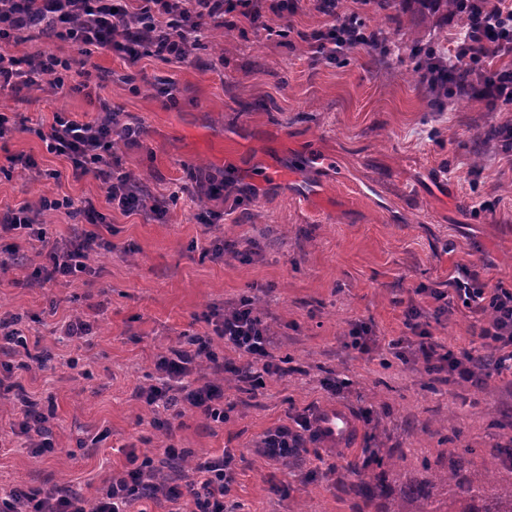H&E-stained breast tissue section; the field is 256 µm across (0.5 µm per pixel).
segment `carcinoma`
<instances>
[{
	"instance_id": "carcinoma-1",
	"label": "carcinoma",
	"mask_w": 512,
	"mask_h": 512,
	"mask_svg": "<svg viewBox=\"0 0 512 512\" xmlns=\"http://www.w3.org/2000/svg\"><path fill=\"white\" fill-rule=\"evenodd\" d=\"M412 13L424 18L443 8L450 12L453 0H411ZM448 460V469L432 471L427 479L407 478L399 486L398 497H391L389 475L394 465L378 459L367 471L366 479L352 486V491L364 504L380 502L378 512H512V486L475 485L463 475L464 455Z\"/></svg>"
}]
</instances>
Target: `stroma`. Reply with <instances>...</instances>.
I'll return each instance as SVG.
<instances>
[{"label":"stroma","mask_w":512,"mask_h":512,"mask_svg":"<svg viewBox=\"0 0 512 512\" xmlns=\"http://www.w3.org/2000/svg\"><path fill=\"white\" fill-rule=\"evenodd\" d=\"M399 50L369 48L311 61L305 38L323 26L314 0L267 29L237 23L215 30L181 64L144 58L128 66L112 52L91 57L107 79L100 91L121 118L140 124L138 143H116L126 171L168 200L166 220L104 205L92 176L73 177L67 160L38 135L54 113L97 117L84 93L53 95L49 85L0 93V113L24 130L0 140V206H38L67 195L101 201L100 228L113 248L91 255L89 273L29 286L40 244L0 237V258L25 263L0 272V317L20 316L29 339L50 351L49 368L15 371L39 404H53L49 426L56 454L34 456L10 433L13 403L0 390V493L43 482L97 496L128 448L151 453L163 436L133 390L154 382L155 356L181 333L208 334L213 306L250 296L273 329L283 365L262 387L224 385L234 409L219 425L186 410L173 440L192 458L235 455L231 496L244 512H362L349 488L373 451L395 461L404 477L424 465L447 466L470 449L467 475L512 483V373L483 382L449 380L423 359L397 358L390 342L406 335L404 311L432 314L420 288L447 290L460 268L487 287L512 286V152L485 146L490 127L512 121V105L488 110L465 97L434 105L415 69L417 48L447 53L462 17L439 11L412 17L408 0H382L361 13ZM173 84V98L158 83ZM30 157L38 172L17 157ZM225 181L224 200L183 192L190 174ZM223 212L205 228L201 208ZM256 243L251 260L213 259L212 240ZM81 316L88 336L58 342L64 320ZM475 307L454 301L431 330L453 350L485 355ZM373 325L378 344L348 346L357 322ZM335 382L339 392L326 389ZM347 407L355 418L354 452L308 445L288 464L256 448L266 430L304 410Z\"/></svg>","instance_id":"stroma-1"}]
</instances>
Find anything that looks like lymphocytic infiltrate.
Instances as JSON below:
<instances>
[{
  "instance_id": "obj_1",
  "label": "lymphocytic infiltrate",
  "mask_w": 512,
  "mask_h": 512,
  "mask_svg": "<svg viewBox=\"0 0 512 512\" xmlns=\"http://www.w3.org/2000/svg\"><path fill=\"white\" fill-rule=\"evenodd\" d=\"M358 2V7L347 9L343 0H315L325 25L310 40L314 58L335 60L355 48L371 46V31L358 11L369 0ZM300 7V0H0V45L22 41L27 32L37 29L49 40L71 41L86 58L102 50L118 53L131 66L146 57L182 63L191 46L213 29L227 26L229 19L258 26L265 13L289 19ZM455 11L466 25L456 34L443 70L433 72V82L455 95L512 104V0H456ZM75 64V59L58 56L49 45L25 58L0 52V92L37 87L47 77L54 94H69L72 88L66 77ZM137 133L136 127L122 123L103 101L98 118L88 122L54 113L43 139L50 152L69 161L74 176L94 174L105 188L108 204L160 219L168 214L166 203L152 198L145 186L131 184L112 156L113 137L131 140ZM50 211L81 219L90 229L83 232L79 243H52L44 263L32 274L37 282L86 270L90 255L109 246L92 230L93 225L103 223L104 216L90 198L45 197L35 209L25 204L0 208V229L45 240L39 223ZM451 287V292L434 288L430 294L439 301L452 294L464 304L475 305L484 316L478 336L483 347L495 353V373L512 368V289L485 288L474 274L454 279ZM405 324L408 334L394 340L393 348L413 350L460 377H474L472 354L437 342L416 307L408 308ZM214 331V336L196 335L158 354L155 384L135 389V397L155 411V427L170 429L172 420L188 408L215 424L227 419L224 357L216 351L215 339H222L225 347L248 359V366L234 371L239 383L257 387L264 376L274 373L273 337L253 299L241 298L230 310L219 313ZM202 363L209 373L199 377L194 370ZM15 400L10 423L13 434L24 437L35 455L54 452L46 414L25 393H17ZM315 424V416L303 414L295 426L280 424L268 429L258 445L261 456L279 464L296 458L307 439L316 438ZM188 455V450L171 443L158 448L153 457L131 451L126 466L112 474L95 499L61 485L32 492L15 488L0 496V512H131L144 500L167 504V512H182L186 494L193 503L191 512H239L237 504L228 499L235 481L234 455L225 451L190 467L185 464Z\"/></svg>"
}]
</instances>
